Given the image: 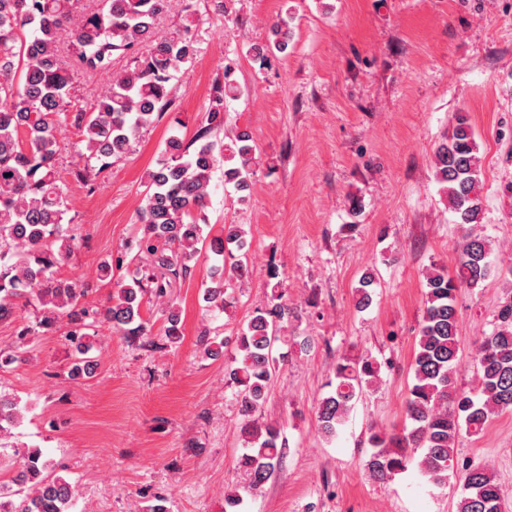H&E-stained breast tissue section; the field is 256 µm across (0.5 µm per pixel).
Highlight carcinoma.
Listing matches in <instances>:
<instances>
[{
    "label": "carcinoma",
    "instance_id": "1",
    "mask_svg": "<svg viewBox=\"0 0 512 512\" xmlns=\"http://www.w3.org/2000/svg\"><path fill=\"white\" fill-rule=\"evenodd\" d=\"M175 0H0V319L11 317L19 299H35L43 307L40 321L24 326L20 335L37 336L40 329L67 318L66 333L72 351L70 376H88L97 365L94 344L86 340L87 327L106 320L123 336L147 335L141 316L143 297L160 299L173 282L193 271L192 262L206 247L216 257L205 284L204 300L213 313L232 304L231 281L248 273L250 242L240 224L224 225L220 235L204 232V209L210 197L213 172L224 167V184L247 201L257 164L251 133L239 130L229 142L213 138L224 128V103L240 89L224 70L207 107V126L187 142L169 137L157 166L147 174V192L137 235L125 255L136 268L130 281L121 280L115 301L102 308L82 302L89 286L77 279H62L57 268L77 248V238L66 219L67 187L58 160L64 150L60 130L71 126L77 141L70 152L74 175L95 190L112 161L126 155L136 136L150 127L172 104L175 73L192 61L197 48L193 28L195 11L182 2L179 28L166 34L158 19ZM70 30L66 48L59 45ZM292 33L289 21H274L266 40L250 46L252 58L268 63L288 52ZM130 57L128 68L113 73L112 81L90 106L76 98L74 75L112 70L116 57ZM479 145L472 125L463 115L455 118L451 133L435 151L434 176L441 186L456 223L475 226L482 215V169ZM236 251L231 274L224 273V252ZM489 240L472 231L464 237L456 276L436 265L424 276L425 300L413 368V383L406 400L410 427L400 435L374 431V448L365 461L372 480L384 483L404 472L412 461L432 482L444 484L461 431L477 436L494 416L512 410V301L498 313L499 324L476 346L477 388L456 386L462 345L455 294L476 288L490 274ZM375 279L364 275L356 288V307L372 303ZM296 318L285 300L282 282H276L266 302L257 307L236 336L237 353L230 365L228 386L239 403L240 432L246 452L238 470L244 488L256 491L274 476L286 444L280 429L259 419L281 357L289 347L307 352L310 340L288 335ZM166 337H181V312L164 309ZM199 343L207 358L221 356L224 341L201 331ZM382 364L368 354L345 357L336 364L332 390L317 406V429L333 439L344 424L352 402L382 381ZM21 410L0 395V434L19 424ZM420 457H415V454ZM51 461L37 450L0 456V512H71L75 487L64 476L49 474ZM463 492L456 512H500L502 490L486 467L463 468Z\"/></svg>",
    "mask_w": 512,
    "mask_h": 512
}]
</instances>
